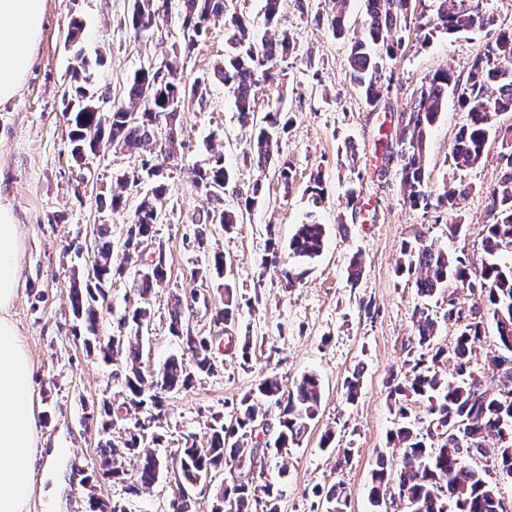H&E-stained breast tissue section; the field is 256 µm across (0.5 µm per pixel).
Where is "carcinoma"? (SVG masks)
<instances>
[{"label":"carcinoma","mask_w":512,"mask_h":512,"mask_svg":"<svg viewBox=\"0 0 512 512\" xmlns=\"http://www.w3.org/2000/svg\"><path fill=\"white\" fill-rule=\"evenodd\" d=\"M231 0H179L181 40L172 44V52L159 67H142L127 84L130 106H118L110 112L87 109L94 104L86 83L90 81L88 61L79 55L81 68L72 71L80 81L74 86L75 106L68 112L67 121L73 126L71 155L83 159L96 148L112 147L140 158L141 168L117 177L125 189L138 187L142 172L152 179V185L134 210L126 231V259H141L144 242L155 239L158 203L167 193L163 164L152 163L162 155H174L176 124L180 112L193 104L206 101L208 87L214 82L224 84L234 98L236 112L243 127L251 128L246 157L264 165L281 151V137L290 119L280 103L268 107L263 122L254 123L259 94L264 85L281 80L278 61L297 50V37L278 27L280 0H264L266 35L256 43L249 33V22L231 10ZM366 18L361 34L349 37L346 24L348 0H328L329 10L315 15L317 23L325 24L334 35L350 42L348 67L351 81L358 88L367 107L376 110L386 102L391 84L385 78L388 62L397 51L394 34L413 25L422 43L434 35L481 31L492 25L493 17L481 7V0H433L432 8L415 14V0H365ZM171 0H135L131 25L140 34L169 17ZM224 16L225 43L230 51L204 78L187 83L177 77L178 56L190 53L208 32L210 20ZM457 96L465 112L451 147L450 157L459 168L472 167L483 157L490 140H501L505 161L498 182L488 192L487 216L483 220L485 234L482 246L486 261L478 274L469 273L465 254H451L434 241L420 235L415 241L401 246L403 263L399 272L413 278L420 297L433 299L455 282L477 295L479 303L465 311L448 297L446 317L461 323L460 333L452 350L435 346L437 317L426 306L413 311L415 339L407 350L410 365L405 379L390 390L393 410L401 423L393 439L402 444L400 467L397 471L399 499L405 502L406 512H506L498 497L496 486L484 472L470 462L479 458L491 460L498 473L512 475V127L502 128L499 117L512 112V29L501 30L483 54L476 57L466 80L462 81L446 68L424 77L412 93L409 108L400 113L398 146L400 150L385 155V161L400 159V186L403 200L414 208H435L451 211L457 200L467 196L472 186L459 181L442 189L430 184L424 157L428 134L448 104V94ZM231 174L223 156L213 157L206 167L194 171V182L204 192L224 186ZM213 206L198 213L194 244L205 248V226L222 224L229 228L238 223V214L221 206L223 197L210 196ZM325 244L324 225L316 222L302 224L289 240L288 257L309 263L320 257ZM113 244L106 226L96 228L92 245L91 269L71 286V309L77 325L72 330L78 336L85 330L84 345L95 349L106 361L125 359L124 384L129 403L137 408L147 405L157 410L150 421L160 419L164 411L161 393L178 390L191 384L193 378L209 374L216 367L215 339L195 336L184 330L185 316L182 299L174 298L170 314L173 335L182 339L191 353L192 363L171 357L156 375L154 385L159 392L144 399L146 381L138 366L139 349L127 340L114 349L97 334V310L94 303L106 297L112 281L125 274V267L112 264ZM166 261L159 259L143 263L134 288L140 306L131 313L135 326L144 325L154 288L167 278ZM237 307L236 289L224 280V308L213 315V322L227 325L233 322ZM495 323L498 342L503 350L492 356L481 371L473 366V344L484 331L483 315ZM452 362L455 380L442 379L438 366ZM425 403L426 425L408 419V402ZM322 405V386L315 373H306L295 389L283 392L277 378L262 380L257 392L240 400L234 421L212 417L210 436L206 445L199 446L191 437L178 449L176 463L185 482L194 485L214 471L231 462H241L257 455L259 447L278 454L300 444L304 434L319 415ZM279 410V428L272 441H256V427L263 424L269 408ZM101 430L108 432L113 425L112 402L104 399L92 412ZM467 417L463 437L472 455L465 457L452 436L445 437L440 447L432 446L434 433L430 424L436 422L450 427ZM146 425L136 421L118 445L108 439L100 448V467L103 474L124 479L126 470L118 462L114 448H125L136 458L135 477L129 491L135 494L155 482L162 470V461L151 452L141 450L142 431ZM494 438L497 447H488L486 440ZM391 475L384 458L377 461L372 473L370 502L375 512H383L390 490ZM256 492L252 482L243 478L232 480L217 493L214 512H223L224 500L234 499L236 512H247ZM327 502L337 512H343L347 493L343 483L333 484L325 493Z\"/></svg>","instance_id":"carcinoma-1"}]
</instances>
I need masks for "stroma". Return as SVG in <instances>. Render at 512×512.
I'll return each mask as SVG.
<instances>
[{
  "instance_id": "obj_1",
  "label": "stroma",
  "mask_w": 512,
  "mask_h": 512,
  "mask_svg": "<svg viewBox=\"0 0 512 512\" xmlns=\"http://www.w3.org/2000/svg\"><path fill=\"white\" fill-rule=\"evenodd\" d=\"M134 0H48L43 36L34 66L19 95L0 107V201L11 207L23 246L21 280L11 310L33 363L31 403L39 429L37 444L53 455L58 473L56 495H49L40 471H33V494L27 512H90L89 493L122 503L127 512H172L183 478L171 460L185 437L205 444L213 416L231 419L240 400L254 393L267 377L292 390L300 377L316 373L323 389L322 407L299 446L288 454H262L257 460L255 498L251 512H265L262 487L273 483L280 491L279 512H329L323 492L336 482L347 489L344 512H373L369 502L371 472L378 457L396 465L399 448L391 434L397 418L388 398L392 380L403 378L407 345L414 335L412 312L425 304L413 282L397 272L403 242L417 235L438 241L451 252H465L472 271H479L484 251L483 220L486 192L500 176L499 146L489 143L475 167L457 170L449 153L464 121L456 97L432 128L425 164L435 187L464 178L472 193L454 211L423 210L404 203L398 161L383 159V136L394 133L399 113L413 90L428 74L447 68L466 78L473 59L494 41L499 30L512 28V0H483L495 24L474 33L436 36L430 43L406 42L386 72L392 91L378 110L367 108L348 73V42L336 39L327 26L316 25L317 12L327 0H282L279 26L294 33L298 51L281 62L282 106L292 122L282 136V157L293 170L281 184L275 164L246 161L249 131L237 118L231 94L222 84L209 88L203 105L180 113L174 160L165 164L168 191L166 218L156 239L165 248L168 278L150 299V319L139 339L140 368L154 375L170 357L186 358L182 341L170 330L175 297H188L191 288L204 289L205 303L185 313L184 326L196 336H220L216 368L197 376L189 388L166 394L164 414L153 423L161 442L145 440L146 450L170 464L149 490L132 495L121 480L99 475V446L103 438L120 440L127 427L145 419L144 411L123 410L126 399L120 375L123 362L104 363L87 351L72 333L70 292L74 275L82 274L88 258L85 236L105 224L115 245L113 264L126 272L99 302L100 336L132 335L130 310L139 303L133 282L136 263H123L121 244L137 195L125 209L97 207L95 197L117 188L116 178L136 167V158L105 151L75 160L70 154L71 127L64 116V91L78 61L65 43L73 20H83L81 47L91 66V88L101 111L127 103L126 86L134 72L162 62L179 36V24L142 35L130 24ZM224 59V20L212 19L210 30L190 53L179 58V74L187 81L206 76ZM223 155L233 179L224 189V208L240 212L235 228L208 225L207 250L188 248L186 236L195 230V217L207 207L193 170L214 155ZM386 176H379V169ZM321 172L325 199L313 206L307 193L311 173ZM357 185L361 194L349 201L346 190ZM258 195L254 208L245 200ZM326 227L325 247L302 282L287 287L281 273L265 266L267 229L287 243L308 216ZM460 221L463 236L448 234L449 223ZM223 253L231 266L239 309L229 328L212 316L224 306L219 279L197 284L194 274L205 268L211 252ZM362 273L350 280L352 259ZM448 295L427 302L438 315L436 346L453 347L459 327L445 316L448 297L463 308L475 298L449 284ZM249 351H242L243 342ZM361 369L356 402H347L345 381ZM118 406L115 425L102 433L89 414L102 399ZM333 430L336 450L321 448L326 430ZM350 457H343V449ZM96 476L88 488V476Z\"/></svg>"
}]
</instances>
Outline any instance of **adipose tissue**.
<instances>
[{
	"mask_svg": "<svg viewBox=\"0 0 512 512\" xmlns=\"http://www.w3.org/2000/svg\"><path fill=\"white\" fill-rule=\"evenodd\" d=\"M46 7L47 0H0V106L19 94L32 67ZM20 277L15 217L0 202V512H25L33 468H41L44 480L56 479L51 456L37 450L31 362L10 313Z\"/></svg>",
	"mask_w": 512,
	"mask_h": 512,
	"instance_id": "adipose-tissue-1",
	"label": "adipose tissue"
}]
</instances>
